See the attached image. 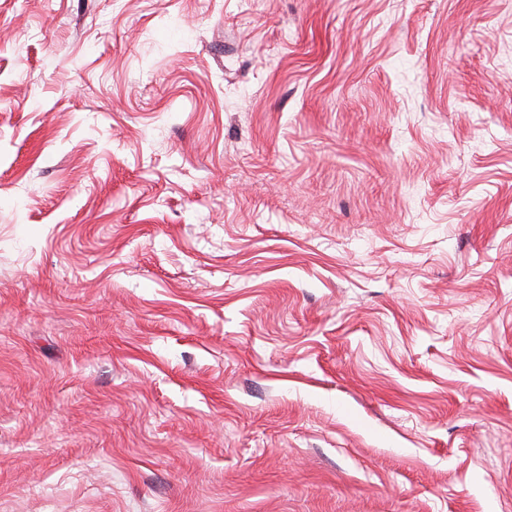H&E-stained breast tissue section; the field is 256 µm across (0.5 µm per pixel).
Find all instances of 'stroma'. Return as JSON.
Wrapping results in <instances>:
<instances>
[{
    "label": "stroma",
    "mask_w": 512,
    "mask_h": 512,
    "mask_svg": "<svg viewBox=\"0 0 512 512\" xmlns=\"http://www.w3.org/2000/svg\"><path fill=\"white\" fill-rule=\"evenodd\" d=\"M0 512H512V0H0Z\"/></svg>",
    "instance_id": "1"
}]
</instances>
